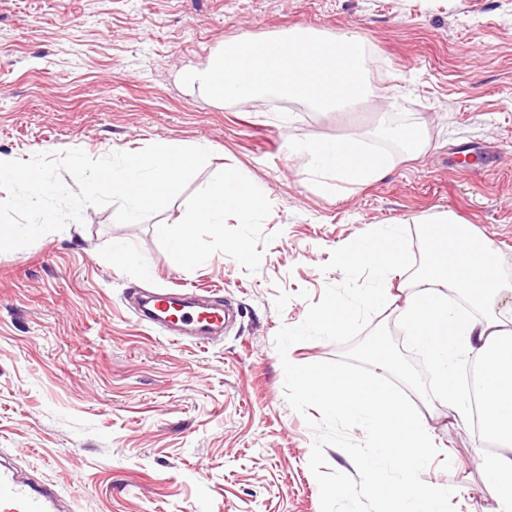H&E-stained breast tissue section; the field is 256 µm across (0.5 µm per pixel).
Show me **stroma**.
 Masks as SVG:
<instances>
[{"label": "stroma", "mask_w": 512, "mask_h": 512, "mask_svg": "<svg viewBox=\"0 0 512 512\" xmlns=\"http://www.w3.org/2000/svg\"><path fill=\"white\" fill-rule=\"evenodd\" d=\"M294 28L365 38L383 96L351 114L293 102L286 125L266 100L214 103L181 82L242 34ZM384 123L424 125L430 146L368 185L318 195L288 151L292 137ZM170 140L212 155L154 218L119 224L115 205L89 206L83 223L0 253V457L74 512H320L313 436L286 401L274 336L343 282L322 269L332 250L400 222L417 251L418 219L438 211L491 241L512 281V0H0V153L100 158ZM471 145L495 162L464 171ZM231 168L264 207L248 224L227 217L223 238L199 230L207 262L173 267L156 225ZM117 239L150 276L104 262ZM242 240L261 263L241 262ZM175 287L221 292L235 310L222 337L175 344L138 322L131 292ZM413 402L439 450L424 482L454 488L456 512H499L473 420Z\"/></svg>", "instance_id": "obj_1"}]
</instances>
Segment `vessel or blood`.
<instances>
[{
  "instance_id": "1",
  "label": "vessel or blood",
  "mask_w": 512,
  "mask_h": 512,
  "mask_svg": "<svg viewBox=\"0 0 512 512\" xmlns=\"http://www.w3.org/2000/svg\"><path fill=\"white\" fill-rule=\"evenodd\" d=\"M137 319L170 331L176 343L202 346L224 331L226 313L221 298L202 302L182 290L150 293L141 297ZM0 512H69L54 485L38 483L18 470L0 467Z\"/></svg>"
}]
</instances>
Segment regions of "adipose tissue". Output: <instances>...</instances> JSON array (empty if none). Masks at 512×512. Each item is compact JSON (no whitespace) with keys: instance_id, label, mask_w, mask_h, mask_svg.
Here are the masks:
<instances>
[{"instance_id":"adipose-tissue-1","label":"adipose tissue","mask_w":512,"mask_h":512,"mask_svg":"<svg viewBox=\"0 0 512 512\" xmlns=\"http://www.w3.org/2000/svg\"><path fill=\"white\" fill-rule=\"evenodd\" d=\"M370 135L353 131L328 140L289 139L288 150L308 159L306 174L316 192L328 194L332 181L367 184L393 169L397 156L368 150ZM262 206L260 194L238 170L224 172L186 208L176 223L162 224L158 233L167 244L170 261L186 270L206 259L195 243L198 226L222 237L227 215L238 223H251ZM403 227L388 224L346 246L338 255L341 269L363 263L372 272V283L353 289L337 306L338 317L329 319V329L347 332L359 311L370 304L394 307L409 342L433 360L437 393L460 419L472 412L471 399L459 390L458 363L470 350H477L490 379L478 386L486 415L484 430L495 442L493 453L483 459V470L492 488L512 486V308L501 311L495 303L512 294V283L495 277L483 289L472 290L468 281L433 271L417 276L405 298L394 295L389 277L407 267L410 256L402 246Z\"/></svg>"}]
</instances>
